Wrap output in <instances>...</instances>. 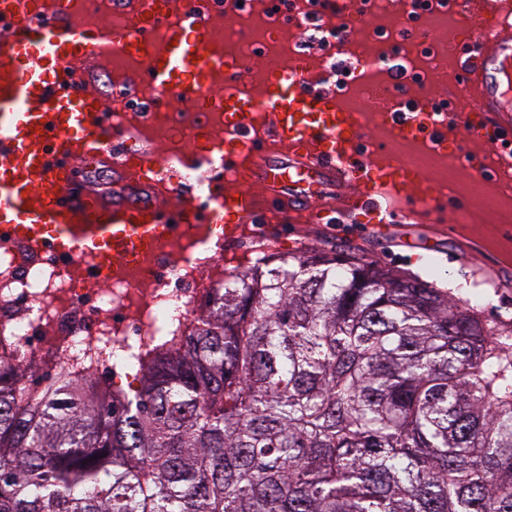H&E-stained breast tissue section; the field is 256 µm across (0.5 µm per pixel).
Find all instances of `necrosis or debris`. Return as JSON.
Masks as SVG:
<instances>
[{"label": "necrosis or debris", "mask_w": 512, "mask_h": 512, "mask_svg": "<svg viewBox=\"0 0 512 512\" xmlns=\"http://www.w3.org/2000/svg\"><path fill=\"white\" fill-rule=\"evenodd\" d=\"M326 0H299L287 10L285 0H241L235 28L218 22L205 34L210 44L238 61L259 55L267 69L235 83L237 93L259 99L273 71L292 61L288 43L304 29L311 14H324ZM411 26V44L396 43L394 30ZM485 23L459 30L456 0H401L398 16H385L361 51L376 71L408 63L410 81L426 85L431 72L447 63L448 52L466 37L483 34ZM121 111L149 120L155 139L172 152L200 149L223 115L189 101L184 110L164 112L148 106L139 91L115 92ZM224 249V227L181 224L156 236L137 259L113 257L106 272L92 265L68 263L46 245L41 254L22 260L11 234L0 229V341L13 350V367L28 371L21 396L63 365L74 372L109 375L130 364H144L158 337L173 326H187L200 315L210 294L224 285L215 255Z\"/></svg>", "instance_id": "necrosis-or-debris-1"}]
</instances>
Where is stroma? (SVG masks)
<instances>
[{
  "label": "stroma",
  "instance_id": "obj_1",
  "mask_svg": "<svg viewBox=\"0 0 512 512\" xmlns=\"http://www.w3.org/2000/svg\"><path fill=\"white\" fill-rule=\"evenodd\" d=\"M447 166L455 189L473 170L491 173L485 185L496 204L475 209L459 223L452 204H433L418 224H395L374 234L359 224H273L265 237L272 253H299L311 248L346 250L395 274L416 277L436 287L455 283V296L487 321L512 331V167L500 164L491 147L454 138Z\"/></svg>",
  "mask_w": 512,
  "mask_h": 512
}]
</instances>
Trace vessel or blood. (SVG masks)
I'll return each instance as SVG.
<instances>
[{
	"label": "vessel or blood",
	"mask_w": 512,
	"mask_h": 512,
	"mask_svg": "<svg viewBox=\"0 0 512 512\" xmlns=\"http://www.w3.org/2000/svg\"><path fill=\"white\" fill-rule=\"evenodd\" d=\"M469 11L487 17L492 28L457 53L461 86L479 105L475 114L428 120L402 111L390 98L376 97L390 135L434 152L446 149L448 129L462 125L468 139L490 144L512 157V0H468ZM125 14L136 25L112 27ZM81 0H0V225L13 226L27 253L47 238L62 252L95 251L106 262L113 251L134 257L148 250L152 236L169 223L203 224L198 186L208 184L221 200L217 209L226 239L241 236L245 224L279 222L362 224L376 232L411 221L414 207L404 193L411 173L392 154L363 153L362 123L340 111L336 92L319 66L307 64L294 77L274 75L266 87L268 112L262 121L243 112L231 95L224 106V133L211 148L224 155L223 168L194 151L172 156L144 120L115 110L113 88L141 89L146 99L177 89L180 100L198 97L223 73L237 74L207 43L210 16L194 0H100L92 24H85ZM165 41L149 43L157 22ZM142 58L126 73H112L115 52ZM108 169L112 183L81 178L86 167ZM194 168L196 181L184 179ZM260 185L259 194L249 185ZM173 207H160L163 197Z\"/></svg>",
	"instance_id": "vessel-or-blood-1"
}]
</instances>
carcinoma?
I'll use <instances>...</instances> for the list:
<instances>
[{"label":"carcinoma","mask_w":512,"mask_h":512,"mask_svg":"<svg viewBox=\"0 0 512 512\" xmlns=\"http://www.w3.org/2000/svg\"><path fill=\"white\" fill-rule=\"evenodd\" d=\"M448 292L312 249L224 283L138 386L0 361V512H512V346Z\"/></svg>","instance_id":"carcinoma-1"}]
</instances>
